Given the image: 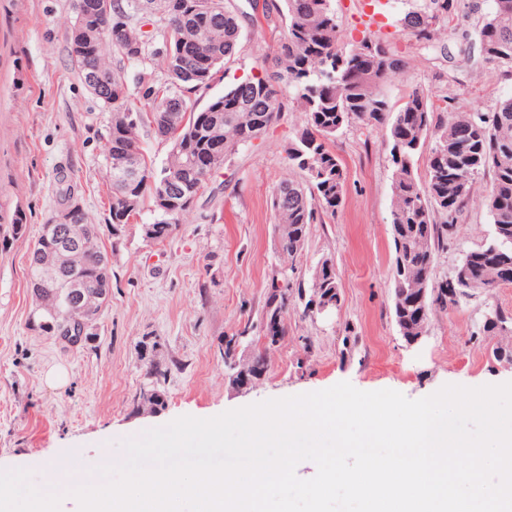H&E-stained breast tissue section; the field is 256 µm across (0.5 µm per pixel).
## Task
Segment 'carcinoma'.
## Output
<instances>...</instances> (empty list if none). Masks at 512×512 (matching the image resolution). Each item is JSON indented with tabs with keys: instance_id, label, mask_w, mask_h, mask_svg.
Returning a JSON list of instances; mask_svg holds the SVG:
<instances>
[{
	"instance_id": "cac0c4a2",
	"label": "carcinoma",
	"mask_w": 512,
	"mask_h": 512,
	"mask_svg": "<svg viewBox=\"0 0 512 512\" xmlns=\"http://www.w3.org/2000/svg\"><path fill=\"white\" fill-rule=\"evenodd\" d=\"M112 11V37H103L93 52L112 71V126L107 152L139 156L142 169L126 179L112 168L108 177L113 229L130 223L149 198L156 207L153 239L163 241L174 227L192 217L200 192L213 172L210 156L212 133L207 128L220 119L224 136V163L232 162L243 148L265 131L291 102L306 113L307 126L288 144L289 166L301 180L285 179L271 195L275 223L281 225L279 248L292 260L302 249L308 225L318 214L333 215L342 206L346 173L331 143L343 129L360 124L389 126L393 171L392 227L395 248V293L414 296L432 285L434 258L446 234L435 213L453 217L460 208L478 202L493 224L492 239L466 253L452 280L439 286L436 301L458 304L448 289L458 287L467 269L476 271L475 289L489 291L502 284V265L512 260V97L497 102L489 112H458L447 118L435 106L432 95L414 89L395 112L383 87L401 78L406 62L388 40L370 31L347 51L339 47L340 30L333 0H262L261 12L244 13L232 0H161L153 29L142 30L145 16L140 0H120ZM477 31L475 42L483 61L512 73V0H493ZM458 0H423L409 10L401 24L416 43L432 45L440 27L454 19ZM277 17L281 38L273 74L246 75L208 96L219 73L237 60L242 49V20L258 27ZM158 59L161 73L142 68L131 92L127 70L148 59ZM206 100L204 105L199 101ZM164 112L190 113L181 131L162 123ZM136 123L121 128L126 114ZM151 130L170 142L166 162L159 168L148 164L140 147L143 131ZM432 142L427 158L426 180L414 174L416 157ZM491 175L490 186L476 191V178ZM179 176L186 186L170 208L158 204L153 184ZM54 241H38L29 265V281L41 283L38 250ZM98 238L88 241L77 277L86 292L110 291L109 267L102 265ZM312 288L320 297L338 288L336 269L324 261L316 269ZM403 336L426 332L429 314L415 316L412 308L394 307ZM83 312L64 305L54 313L39 315L42 321L64 326L75 324Z\"/></svg>"
}]
</instances>
